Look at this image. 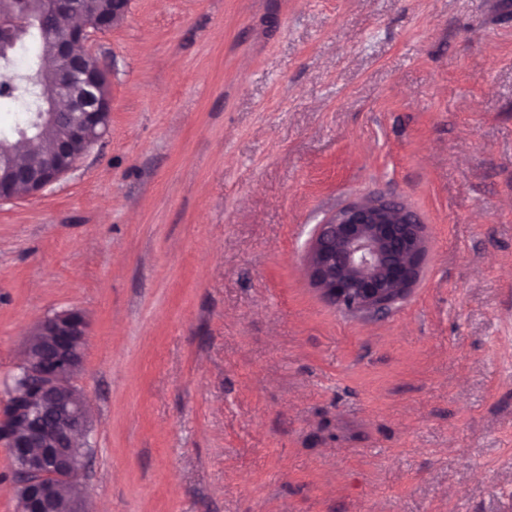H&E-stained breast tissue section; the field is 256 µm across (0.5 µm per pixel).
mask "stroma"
Listing matches in <instances>:
<instances>
[{
  "label": "stroma",
  "instance_id": "1",
  "mask_svg": "<svg viewBox=\"0 0 512 512\" xmlns=\"http://www.w3.org/2000/svg\"><path fill=\"white\" fill-rule=\"evenodd\" d=\"M108 132L0 202V403L82 310L104 512H512V0H129ZM375 195L425 227L380 319L309 282Z\"/></svg>",
  "mask_w": 512,
  "mask_h": 512
}]
</instances>
